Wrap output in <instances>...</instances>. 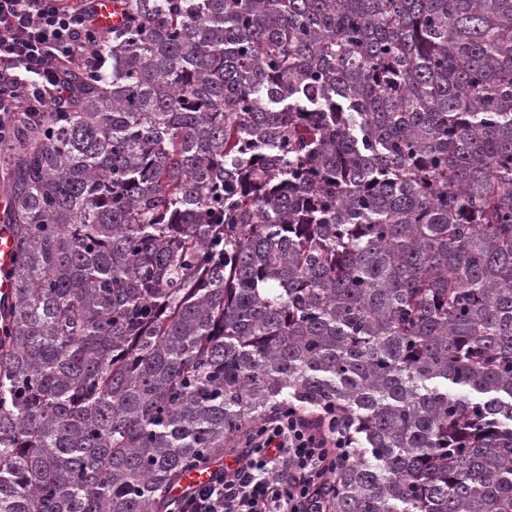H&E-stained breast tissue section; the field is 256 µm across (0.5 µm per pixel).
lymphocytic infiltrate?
<instances>
[{
  "mask_svg": "<svg viewBox=\"0 0 512 512\" xmlns=\"http://www.w3.org/2000/svg\"><path fill=\"white\" fill-rule=\"evenodd\" d=\"M97 0H0V69L14 86L0 112L22 117L69 95L67 75L100 70L90 43ZM231 464L168 500L165 512H328L324 489L343 447L334 430L296 410L272 416L238 439Z\"/></svg>",
  "mask_w": 512,
  "mask_h": 512,
  "instance_id": "obj_1",
  "label": "lymphocytic infiltrate"
}]
</instances>
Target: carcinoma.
<instances>
[{"instance_id": "1", "label": "carcinoma", "mask_w": 512, "mask_h": 512, "mask_svg": "<svg viewBox=\"0 0 512 512\" xmlns=\"http://www.w3.org/2000/svg\"><path fill=\"white\" fill-rule=\"evenodd\" d=\"M121 8L0 144V512H164L288 409L330 512H512V0ZM15 262L14 239L9 226L0 224V301L7 303L12 297L14 280L12 270Z\"/></svg>"}]
</instances>
